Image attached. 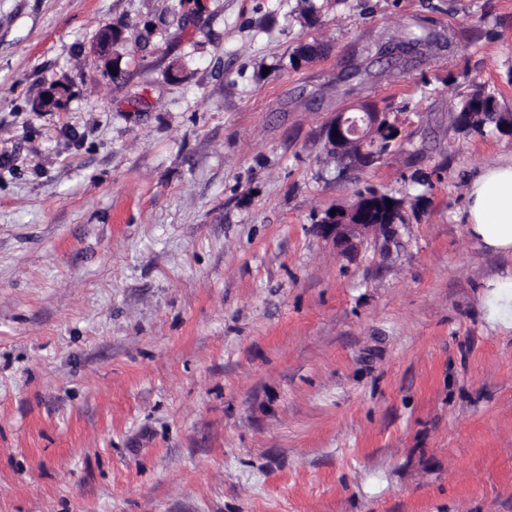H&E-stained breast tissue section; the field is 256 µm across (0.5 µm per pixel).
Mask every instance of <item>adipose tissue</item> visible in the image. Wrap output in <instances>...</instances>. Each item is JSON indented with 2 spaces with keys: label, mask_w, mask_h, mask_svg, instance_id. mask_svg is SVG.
I'll use <instances>...</instances> for the list:
<instances>
[{
  "label": "adipose tissue",
  "mask_w": 512,
  "mask_h": 512,
  "mask_svg": "<svg viewBox=\"0 0 512 512\" xmlns=\"http://www.w3.org/2000/svg\"><path fill=\"white\" fill-rule=\"evenodd\" d=\"M466 225L485 249L512 254V160L484 166L473 176ZM482 301L490 324L512 329V277L491 283Z\"/></svg>",
  "instance_id": "1"
}]
</instances>
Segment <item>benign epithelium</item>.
<instances>
[{
	"instance_id": "obj_1",
	"label": "benign epithelium",
	"mask_w": 512,
	"mask_h": 512,
	"mask_svg": "<svg viewBox=\"0 0 512 512\" xmlns=\"http://www.w3.org/2000/svg\"><path fill=\"white\" fill-rule=\"evenodd\" d=\"M388 122L383 112H356L351 106L345 112H339L324 127L323 137L327 153L340 158L354 167H361L369 147L378 148L387 143ZM366 207L352 204L343 214H334L322 222V230L332 236L336 242L353 247L356 241L370 232H383L389 225L368 224Z\"/></svg>"
}]
</instances>
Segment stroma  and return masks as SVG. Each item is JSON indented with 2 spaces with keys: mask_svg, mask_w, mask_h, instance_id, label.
<instances>
[{
  "mask_svg": "<svg viewBox=\"0 0 512 512\" xmlns=\"http://www.w3.org/2000/svg\"><path fill=\"white\" fill-rule=\"evenodd\" d=\"M313 2L0 0V512H512L465 213L512 137L454 108L512 111V0ZM365 101L398 134L337 165ZM372 190L411 209L341 252ZM469 92L458 94L456 102V111L459 112L461 123L468 128L480 129L486 124H492L499 129L503 120L505 111L493 92L482 85H471ZM502 112L497 115H492ZM511 120L510 135H512V114L509 113Z\"/></svg>",
  "mask_w": 512,
  "mask_h": 512,
  "instance_id": "1",
  "label": "stroma"
}]
</instances>
